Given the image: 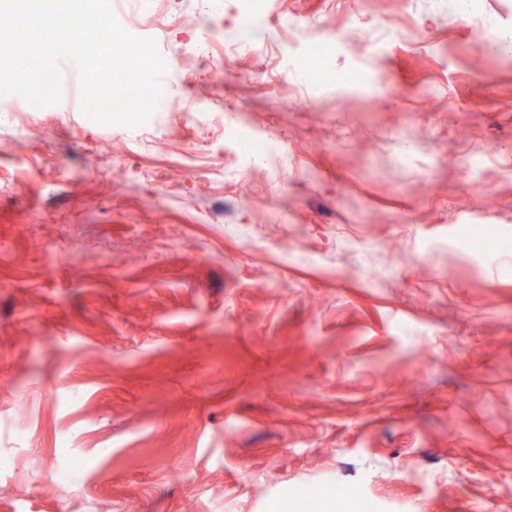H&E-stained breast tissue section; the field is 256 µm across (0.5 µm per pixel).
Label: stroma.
<instances>
[{
	"mask_svg": "<svg viewBox=\"0 0 512 512\" xmlns=\"http://www.w3.org/2000/svg\"><path fill=\"white\" fill-rule=\"evenodd\" d=\"M158 7L142 126L0 96V512H512V56L454 0ZM339 37L338 33L329 31L327 34L311 41L308 58L315 62L314 72L329 70L325 67L327 50Z\"/></svg>",
	"mask_w": 512,
	"mask_h": 512,
	"instance_id": "obj_1",
	"label": "stroma"
}]
</instances>
